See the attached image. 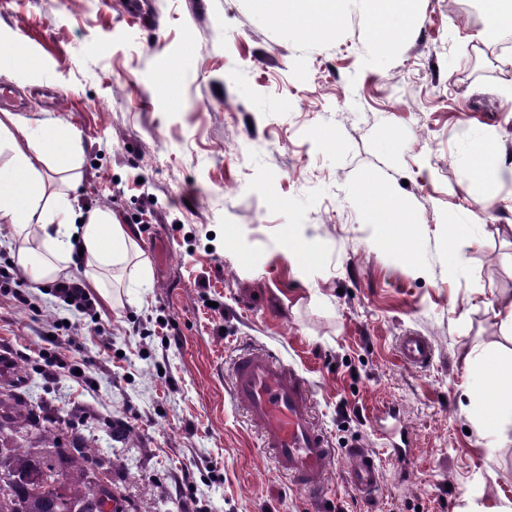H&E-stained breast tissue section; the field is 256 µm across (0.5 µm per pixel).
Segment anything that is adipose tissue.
Here are the masks:
<instances>
[{
    "instance_id": "ef3b65f1",
    "label": "adipose tissue",
    "mask_w": 512,
    "mask_h": 512,
    "mask_svg": "<svg viewBox=\"0 0 512 512\" xmlns=\"http://www.w3.org/2000/svg\"><path fill=\"white\" fill-rule=\"evenodd\" d=\"M368 20L381 40L397 41L414 19L415 0H363ZM475 182L512 179L497 140L488 138L474 148ZM83 149L67 128L49 121L38 126L11 112L0 113V220L12 227L16 258L24 273L40 285L68 276L74 262L99 281L102 271L133 267L148 279L146 261L137 259V245L127 225L108 207L80 205L78 179L53 188L46 169L59 159L79 168ZM465 363L478 383L491 386L496 398L483 410L482 422L493 435L512 427V363H501L484 352H468Z\"/></svg>"
}]
</instances>
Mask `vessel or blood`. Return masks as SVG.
<instances>
[{"label":"vessel or blood","instance_id":"1","mask_svg":"<svg viewBox=\"0 0 512 512\" xmlns=\"http://www.w3.org/2000/svg\"><path fill=\"white\" fill-rule=\"evenodd\" d=\"M398 352L413 367L427 366L434 355L431 342L418 334L400 337ZM230 385L234 401L257 431L275 467L307 494L313 506H321L336 450L316 423L314 393L308 381L270 352L245 348L234 358ZM374 421L391 459L404 465L412 443L404 436L395 408L380 409ZM346 454L349 483L364 497L378 495L383 474L375 455L360 442L350 444Z\"/></svg>","mask_w":512,"mask_h":512}]
</instances>
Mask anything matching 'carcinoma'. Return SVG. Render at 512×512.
Returning a JSON list of instances; mask_svg holds the SVG:
<instances>
[{"label": "carcinoma", "mask_w": 512, "mask_h": 512, "mask_svg": "<svg viewBox=\"0 0 512 512\" xmlns=\"http://www.w3.org/2000/svg\"><path fill=\"white\" fill-rule=\"evenodd\" d=\"M31 416L30 404L16 388H0V512H114L105 510L109 483L96 475L102 456L85 443L77 423L47 416L38 432L39 452L16 447L3 454L4 442ZM66 446L71 470L61 475L55 460Z\"/></svg>", "instance_id": "carcinoma-1"}]
</instances>
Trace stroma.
I'll return each instance as SVG.
<instances>
[{"instance_id":"obj_1","label":"stroma","mask_w":512,"mask_h":512,"mask_svg":"<svg viewBox=\"0 0 512 512\" xmlns=\"http://www.w3.org/2000/svg\"><path fill=\"white\" fill-rule=\"evenodd\" d=\"M478 31V0H419L384 53L355 4L321 36L261 0H0V85L26 96L28 123L61 121L80 142L82 204L145 209L130 231L152 272L98 298L96 324L31 282L41 316L0 293V387L85 413L137 512H309L231 396L235 353L268 349L307 378L337 450L324 512L512 501V429L485 432L492 392L464 362L473 348L512 359L498 315L512 300V182L470 177L483 139L512 163V50ZM381 193L412 221L402 242L370 222ZM452 251L466 261L454 276ZM64 320L84 346L63 354L78 380L40 370L44 333ZM408 333L432 343L427 367L400 360ZM386 403L413 443L404 472L372 426ZM111 421L130 438L112 439ZM356 440L384 470L370 501L344 478Z\"/></svg>"}]
</instances>
